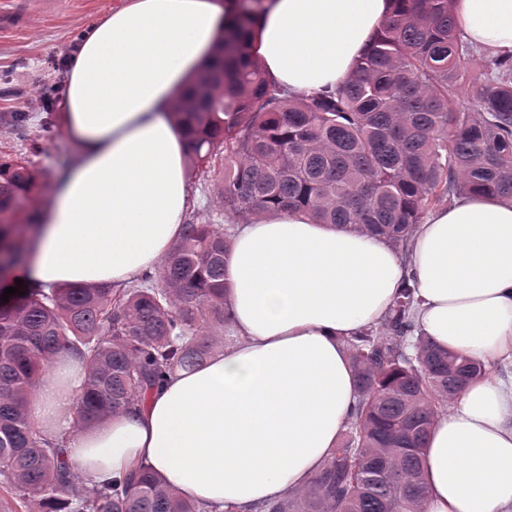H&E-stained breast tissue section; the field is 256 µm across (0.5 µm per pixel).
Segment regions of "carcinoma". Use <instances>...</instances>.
Returning <instances> with one entry per match:
<instances>
[{
	"instance_id": "obj_1",
	"label": "carcinoma",
	"mask_w": 512,
	"mask_h": 512,
	"mask_svg": "<svg viewBox=\"0 0 512 512\" xmlns=\"http://www.w3.org/2000/svg\"><path fill=\"white\" fill-rule=\"evenodd\" d=\"M262 0H240L204 74L178 97L189 156L208 174L224 148L217 208L189 219L161 271L131 288L27 289L0 305V512H201L146 469L101 485L78 480L61 441L29 403L53 354L72 351L86 378L74 428L145 400L167 374L202 366L223 339L226 213L250 221L305 211L409 245L430 209L464 194L512 201V58L485 60L470 107L448 93L476 51L448 0H396L367 53L336 91L291 100L252 61ZM36 184L23 160L0 161V242L21 263L16 199ZM404 282L376 325L347 341L357 404L327 467L267 512H421V456L439 411L484 372L415 334Z\"/></svg>"
}]
</instances>
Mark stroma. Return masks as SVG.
<instances>
[{
  "instance_id": "35a3bbf8",
  "label": "stroma",
  "mask_w": 512,
  "mask_h": 512,
  "mask_svg": "<svg viewBox=\"0 0 512 512\" xmlns=\"http://www.w3.org/2000/svg\"><path fill=\"white\" fill-rule=\"evenodd\" d=\"M121 0H0V11H23L26 22L0 30V113L25 112L30 139L0 123V159L24 157L37 178L34 194L17 202L27 212L45 196L63 158H74L58 123L68 62L90 26Z\"/></svg>"
}]
</instances>
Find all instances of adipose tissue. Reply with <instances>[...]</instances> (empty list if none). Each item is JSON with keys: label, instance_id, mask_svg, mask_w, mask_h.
Returning <instances> with one entry per match:
<instances>
[{"label": "adipose tissue", "instance_id": "1", "mask_svg": "<svg viewBox=\"0 0 512 512\" xmlns=\"http://www.w3.org/2000/svg\"><path fill=\"white\" fill-rule=\"evenodd\" d=\"M237 0H123L72 58L60 114L76 150L35 219L24 287L122 288L156 269L191 203L177 94L202 71ZM393 0H264L252 59L294 97L335 89ZM463 40L512 54V0H450ZM413 277L415 321L442 349L512 361V203L460 197L415 227L410 255L301 212L241 225L227 257V332L207 362L145 402L74 430L81 358L51 360L30 405L90 484L145 467L214 512H256L325 468L356 401L346 342ZM423 512H512V373L469 382L423 450Z\"/></svg>", "mask_w": 512, "mask_h": 512}]
</instances>
